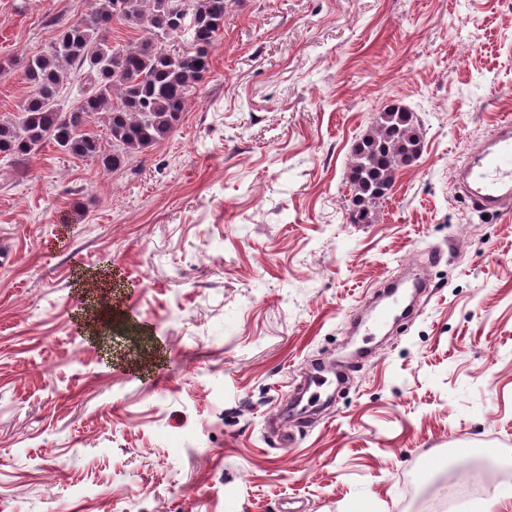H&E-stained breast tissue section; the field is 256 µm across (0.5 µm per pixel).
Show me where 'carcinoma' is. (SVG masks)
I'll list each match as a JSON object with an SVG mask.
<instances>
[{
  "mask_svg": "<svg viewBox=\"0 0 512 512\" xmlns=\"http://www.w3.org/2000/svg\"><path fill=\"white\" fill-rule=\"evenodd\" d=\"M194 17L192 50L172 49L186 39L179 6ZM227 0H95L85 18L63 23L46 50L23 61L29 88L18 114L0 116V157L21 172L46 144L73 158H91L107 171L167 139L189 95L211 69V53L224 31ZM140 32L124 44L112 42L113 20ZM84 85L83 95L64 112L57 95L68 80ZM101 133L89 130L91 125ZM420 125L408 109L389 105L351 150L348 219L371 222L374 206L388 197L397 173L420 157Z\"/></svg>",
  "mask_w": 512,
  "mask_h": 512,
  "instance_id": "cac0c4a2",
  "label": "carcinoma"
}]
</instances>
